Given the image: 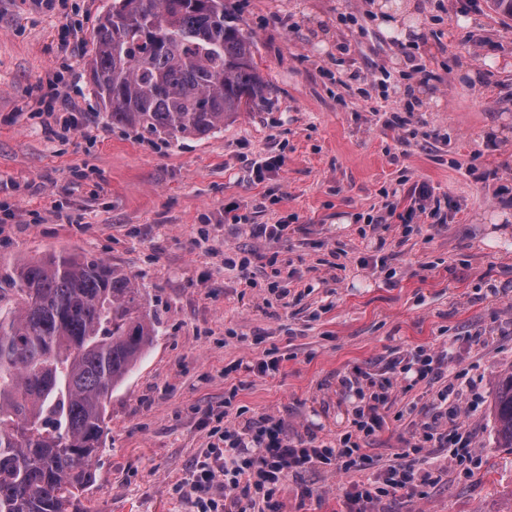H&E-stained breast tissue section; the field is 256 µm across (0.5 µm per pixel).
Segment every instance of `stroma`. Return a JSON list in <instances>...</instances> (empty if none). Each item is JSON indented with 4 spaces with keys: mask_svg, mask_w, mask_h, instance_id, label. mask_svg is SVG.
I'll use <instances>...</instances> for the list:
<instances>
[{
    "mask_svg": "<svg viewBox=\"0 0 512 512\" xmlns=\"http://www.w3.org/2000/svg\"><path fill=\"white\" fill-rule=\"evenodd\" d=\"M226 2L271 95L210 138L169 143L110 125L90 91L112 0H0V261L102 259L159 321L112 393L79 512H190L178 486L214 429L271 416L335 437L358 400L341 381L360 369L391 382L389 427L366 453L395 459L413 431L397 413L429 418L435 389L390 365L421 348L447 352L449 379L470 385L472 457L377 512H512V448L490 414L512 371V19L414 0L418 39L403 43L380 29L374 0ZM66 23L81 38L64 46ZM56 71L68 82L50 114L41 100ZM69 119L77 129L64 130ZM271 156L283 165L256 179ZM422 183L435 221L372 226ZM258 224L288 233L251 235ZM228 256L249 258L252 287ZM270 356L277 371L245 370ZM350 482L319 468L278 498L283 512H341Z\"/></svg>",
    "mask_w": 512,
    "mask_h": 512,
    "instance_id": "35a3bbf8",
    "label": "stroma"
}]
</instances>
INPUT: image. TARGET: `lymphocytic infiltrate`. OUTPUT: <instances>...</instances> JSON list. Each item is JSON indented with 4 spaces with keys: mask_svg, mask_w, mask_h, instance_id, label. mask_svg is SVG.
<instances>
[{
    "mask_svg": "<svg viewBox=\"0 0 512 512\" xmlns=\"http://www.w3.org/2000/svg\"><path fill=\"white\" fill-rule=\"evenodd\" d=\"M417 380L437 383L433 416L418 424L408 451L378 463L372 476L356 479L366 455L362 445L386 425L385 397L372 392L352 410L350 428L331 442L290 436L281 420L263 417L243 426H228L204 451L180 490L193 512H281L280 486L291 476L330 467L350 475L344 512H370L371 506L396 495L415 496L420 488L440 483L447 468L428 459L433 448H446L463 460L469 442L460 432L463 391L446 381L442 356L424 349L413 353Z\"/></svg>",
    "mask_w": 512,
    "mask_h": 512,
    "instance_id": "lymphocytic-infiltrate-1",
    "label": "lymphocytic infiltrate"
}]
</instances>
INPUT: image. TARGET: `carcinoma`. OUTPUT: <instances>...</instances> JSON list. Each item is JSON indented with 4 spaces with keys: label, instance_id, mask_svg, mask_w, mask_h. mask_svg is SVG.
Returning a JSON list of instances; mask_svg holds the SVG:
<instances>
[{
    "label": "carcinoma",
    "instance_id": "cac0c4a2",
    "mask_svg": "<svg viewBox=\"0 0 512 512\" xmlns=\"http://www.w3.org/2000/svg\"><path fill=\"white\" fill-rule=\"evenodd\" d=\"M252 33L224 0H112L94 34L92 91L115 127L206 138L266 99ZM123 269L49 254L0 263V512H76L106 404L157 336ZM512 448V372L494 398Z\"/></svg>",
    "mask_w": 512,
    "mask_h": 512
}]
</instances>
